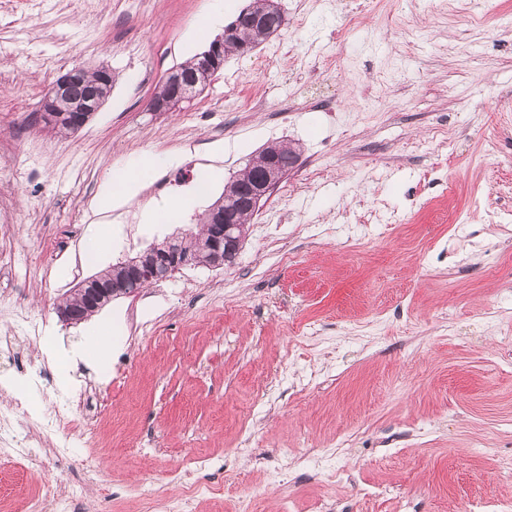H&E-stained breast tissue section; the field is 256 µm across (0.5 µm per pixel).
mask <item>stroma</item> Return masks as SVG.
Wrapping results in <instances>:
<instances>
[{
  "mask_svg": "<svg viewBox=\"0 0 512 512\" xmlns=\"http://www.w3.org/2000/svg\"><path fill=\"white\" fill-rule=\"evenodd\" d=\"M251 0H0V512L82 489V512H458L512 506V0H278L287 24L193 101L155 86L206 50L207 13ZM118 75L60 139L38 119L63 70ZM498 143L479 160L483 140ZM301 159L233 264L187 267L81 324L80 282L197 218L250 156ZM153 153L133 235L96 206ZM178 224L145 223L194 192ZM111 337L99 361L56 351ZM67 406L51 436L33 423ZM191 465L194 496L174 475ZM336 471L335 481L326 474Z\"/></svg>",
  "mask_w": 512,
  "mask_h": 512,
  "instance_id": "35a3bbf8",
  "label": "stroma"
}]
</instances>
